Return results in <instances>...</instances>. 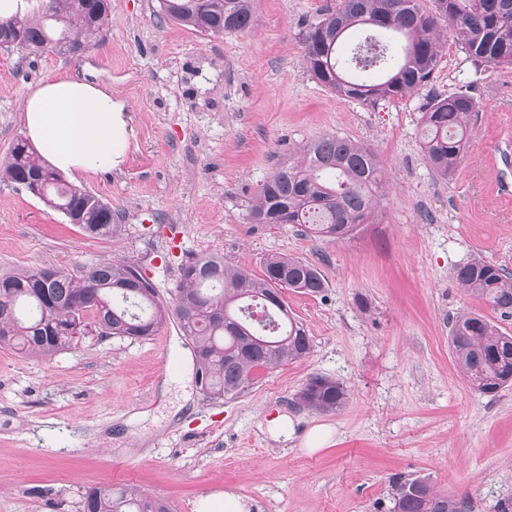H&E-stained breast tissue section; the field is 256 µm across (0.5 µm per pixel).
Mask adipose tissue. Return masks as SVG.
<instances>
[{"mask_svg":"<svg viewBox=\"0 0 512 512\" xmlns=\"http://www.w3.org/2000/svg\"><path fill=\"white\" fill-rule=\"evenodd\" d=\"M123 111L110 91L59 77L25 95L23 134L51 168L75 180L123 162L128 149Z\"/></svg>","mask_w":512,"mask_h":512,"instance_id":"obj_1","label":"adipose tissue"}]
</instances>
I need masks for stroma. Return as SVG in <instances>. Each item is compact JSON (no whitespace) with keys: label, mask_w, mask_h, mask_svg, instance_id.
I'll return each instance as SVG.
<instances>
[{"label":"stroma","mask_w":512,"mask_h":512,"mask_svg":"<svg viewBox=\"0 0 512 512\" xmlns=\"http://www.w3.org/2000/svg\"><path fill=\"white\" fill-rule=\"evenodd\" d=\"M330 2L254 0L252 29L217 36L169 20L159 0H112L82 57L0 46V161L22 135L23 96L56 77L110 90L130 128L125 162L79 182L118 213L111 239L0 177V274L127 261L167 302L186 254L218 253L255 273L268 256L295 257L327 283L282 292L310 353L220 401L197 388L191 345L171 320L146 340L87 336L46 358L0 348V512H80L83 493L105 484L138 487L170 512H196L224 490L251 512H375L393 480L418 476L472 512L512 499V386L476 394L449 347L463 311L512 334V316L453 277L474 257L512 271V65L474 66L450 41L433 81L411 94L373 106L337 95L308 71L299 37ZM464 85L476 110L444 180L425 159L420 113L429 96ZM326 134L378 155L365 223L338 243L250 224L263 181ZM315 375L344 382L341 410L300 405ZM280 414L297 435L331 434L312 452L276 442L268 424Z\"/></svg>","instance_id":"35a3bbf8"}]
</instances>
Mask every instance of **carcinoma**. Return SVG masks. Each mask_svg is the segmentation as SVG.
<instances>
[{"instance_id": "obj_1", "label": "carcinoma", "mask_w": 512, "mask_h": 512, "mask_svg": "<svg viewBox=\"0 0 512 512\" xmlns=\"http://www.w3.org/2000/svg\"><path fill=\"white\" fill-rule=\"evenodd\" d=\"M163 14L205 35L245 31L254 26L252 0H159ZM53 18L18 15L4 21L21 34L17 46L31 53L71 55L68 40L87 44L109 23L107 0H45ZM452 39L476 65H512V0H338L304 25L307 68L337 94L373 105L402 97L433 78L439 33ZM466 89L435 96L420 121L424 151L432 168L453 175L466 145L468 119L475 110ZM375 152L334 134L307 146L301 157L279 166L247 206L253 224H298L311 237L341 241L364 223L379 183ZM14 184L30 181L35 195L52 209L77 216L87 235L110 239L121 230L112 206L66 183L48 169L23 138L0 170ZM454 277L468 294L502 314L512 312V273L479 259L456 266ZM326 282L299 258L272 255L261 274L224 263V256L190 254L182 260L172 303L135 266L101 262L84 273L66 267H27L0 276V348L20 355L50 357L71 347L72 309L83 305L102 326L101 335L147 339L174 316L200 365L206 397L222 400L240 393L254 372L304 358L311 350L303 324L282 309L288 288L320 293ZM455 365L469 388L489 395L512 384V336L485 316L463 312L449 336ZM305 407L335 412L348 399L344 383L310 377L298 392ZM388 512H470L462 499L434 489L425 477L397 479L387 495ZM81 512H170L168 504L133 487L90 488Z\"/></svg>"}]
</instances>
